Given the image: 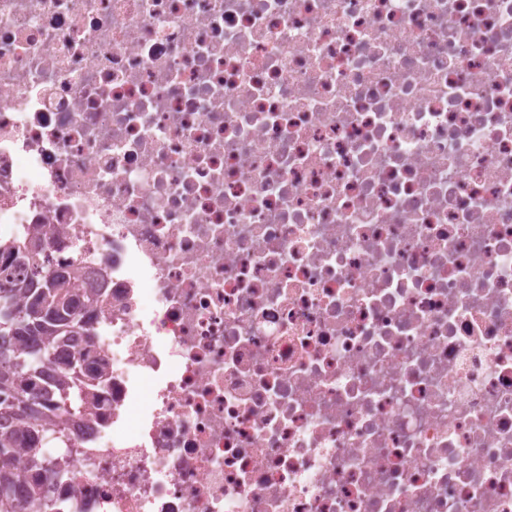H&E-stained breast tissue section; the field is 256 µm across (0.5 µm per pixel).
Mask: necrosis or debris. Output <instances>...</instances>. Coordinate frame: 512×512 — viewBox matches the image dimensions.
<instances>
[{"instance_id":"4bbe7bcc","label":"necrosis or debris","mask_w":512,"mask_h":512,"mask_svg":"<svg viewBox=\"0 0 512 512\" xmlns=\"http://www.w3.org/2000/svg\"><path fill=\"white\" fill-rule=\"evenodd\" d=\"M100 399L47 512H512V0H0V238Z\"/></svg>"}]
</instances>
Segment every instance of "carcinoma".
<instances>
[{
	"instance_id": "obj_1",
	"label": "carcinoma",
	"mask_w": 512,
	"mask_h": 512,
	"mask_svg": "<svg viewBox=\"0 0 512 512\" xmlns=\"http://www.w3.org/2000/svg\"><path fill=\"white\" fill-rule=\"evenodd\" d=\"M55 234L52 224H35L33 232L21 243L2 244L0 252L12 258V264L0 267V282L9 285V295L0 299V337L11 336L18 341L14 346H0V421H18L37 425L44 419H54L58 426L66 428L71 412L58 407L44 409L37 402L42 397L49 399L59 396L66 402L72 392L78 394L75 412L90 415L101 384L102 373L87 368L78 360H63L52 372L42 369V364L33 367V374L23 377L12 366V361H29L36 354H52L56 347L73 335L88 337L93 341L91 328L78 318L71 322L55 324L51 328L32 326L28 310L34 305L33 277L41 272L40 264L30 256V247L38 241L47 242ZM81 280V270L72 267L61 276L52 277V287L45 292L53 300H61L72 307L76 300L86 296H99L97 288L76 289ZM36 440L31 429L15 430L0 426V488L5 486L15 491L17 458L15 449L34 448ZM41 487L33 483L27 493V500L20 502L15 496L8 501L0 500V512H41Z\"/></svg>"
}]
</instances>
